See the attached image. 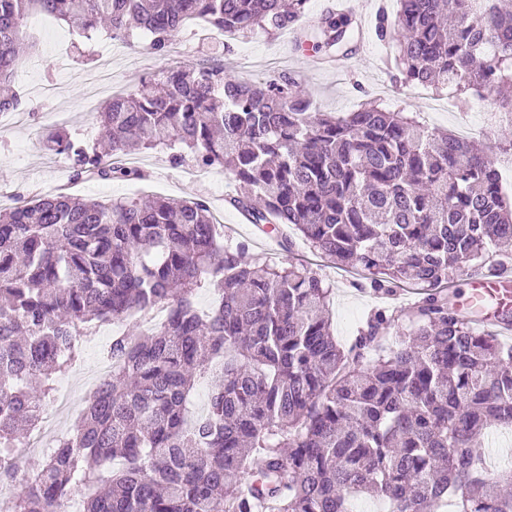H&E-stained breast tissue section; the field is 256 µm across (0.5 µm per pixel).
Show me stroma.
Returning a JSON list of instances; mask_svg holds the SVG:
<instances>
[{
  "instance_id": "1",
  "label": "stroma",
  "mask_w": 512,
  "mask_h": 512,
  "mask_svg": "<svg viewBox=\"0 0 512 512\" xmlns=\"http://www.w3.org/2000/svg\"><path fill=\"white\" fill-rule=\"evenodd\" d=\"M26 36L28 49L12 78V87L22 104L16 111L0 114V209L12 207L23 198L52 192L61 184L84 198L152 194L205 200L232 240L248 241L252 253L280 265L300 258L323 275L333 287L329 305L333 333L344 347L351 344L375 310L418 300L417 288L407 286L389 295L374 292L358 274L322 260L301 238H294L292 247L287 249L254 224L241 222L239 211L228 202L236 190L235 183L222 169L190 176L184 167L170 164L167 150L157 148L134 157L145 180H76L69 162L49 158L42 140L31 139L30 129L35 126L46 131L62 126L75 138L95 141L99 128L89 118L90 104H103L110 99L112 90L132 88L140 79L176 66L217 65L250 82L271 80L284 73L310 92L320 111L349 112L362 101L374 98L388 108L417 113L429 127L456 133L482 126L491 109L489 100L474 98L462 106L454 98L436 95L429 89L420 93L395 84L387 65L394 49L373 31L368 34L370 49L366 56L342 76L312 72L296 61L300 48L286 32L254 36L236 43L228 54L218 33L188 24L160 55L142 41L114 47L103 34L90 40L80 38L68 24L35 13ZM112 331V326H100L96 336L83 342L76 362L55 380L56 393L67 401L66 410L53 415L48 423L57 436H64L78 421L85 406L84 382L103 361Z\"/></svg>"
}]
</instances>
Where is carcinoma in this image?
<instances>
[{"label":"carcinoma","mask_w":512,"mask_h":512,"mask_svg":"<svg viewBox=\"0 0 512 512\" xmlns=\"http://www.w3.org/2000/svg\"><path fill=\"white\" fill-rule=\"evenodd\" d=\"M307 0H0V112L30 9L161 52L190 21L232 39L294 26ZM377 35L395 46L393 80L467 103L512 84L506 0H399ZM299 42L346 47L324 17ZM93 121L110 149L57 130L47 149L73 178L137 181L121 161L165 147L169 160L219 167L229 203L251 223L293 226L376 292L408 284L420 299L380 309L354 343L336 342L331 288L302 264H270L201 199L101 201L50 192L0 210V448L24 446L56 377L98 325L166 310L160 323L112 336V372L87 399L9 512H347L378 497L390 512H512V466L487 451L512 428V345L479 332L448 300L458 273L499 276L512 258V198L498 159L366 101L318 112L291 77L240 81L218 66L173 67L115 95ZM207 283L216 298L199 309ZM207 410L190 421L197 379Z\"/></svg>","instance_id":"obj_1"}]
</instances>
